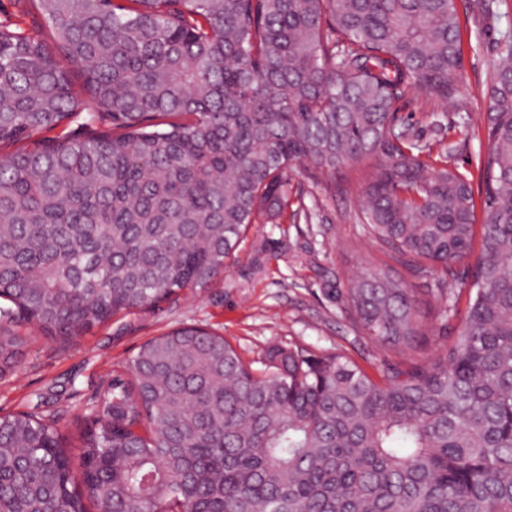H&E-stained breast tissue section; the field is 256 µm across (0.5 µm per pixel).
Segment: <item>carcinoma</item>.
<instances>
[{
	"mask_svg": "<svg viewBox=\"0 0 512 512\" xmlns=\"http://www.w3.org/2000/svg\"><path fill=\"white\" fill-rule=\"evenodd\" d=\"M0 26V317L68 340L208 287L249 226L288 210L296 169L370 161L363 231L400 262L473 251L466 175L394 123L448 102L456 0H32ZM480 256L453 342L423 348L416 299L351 278L355 328L413 352L383 382L340 354L270 347L255 372L185 326L104 390L83 462L99 512H512V40L489 59ZM82 77L77 91L72 73ZM25 338L0 323V372ZM54 425L0 416V512H86Z\"/></svg>",
	"mask_w": 512,
	"mask_h": 512,
	"instance_id": "obj_1",
	"label": "carcinoma"
}]
</instances>
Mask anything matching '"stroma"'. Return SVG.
Masks as SVG:
<instances>
[{"mask_svg":"<svg viewBox=\"0 0 512 512\" xmlns=\"http://www.w3.org/2000/svg\"><path fill=\"white\" fill-rule=\"evenodd\" d=\"M457 6L463 69L455 98L434 104L410 90L394 104L398 127L421 145L437 143L442 136L433 114L453 118L466 111L473 126L482 124L487 64L502 34H512V0H494L495 15L489 19L473 12L471 0H457ZM450 141L452 165L468 173L474 193H481L478 139L471 128L462 127ZM364 174L361 165L333 174L299 167L290 212L277 223L253 225L213 287L182 293L150 311L119 313L66 341L47 338L36 326L22 324L29 342L18 367L0 376V414L35 407L56 420L72 471L81 474V440L95 428L92 408L113 373L148 339L191 325L222 334L257 365L268 347L280 345L316 354L340 352L378 377L384 365L401 363L404 357L358 334L350 324L345 312L348 280L367 271L400 277L422 304L419 320L430 348L446 345L460 320L429 309V292L448 283L460 292L458 308H465L462 276L476 260L465 259L445 273L431 268L419 272L387 258L362 231Z\"/></svg>","mask_w":512,"mask_h":512,"instance_id":"35a3bbf8","label":"stroma"}]
</instances>
